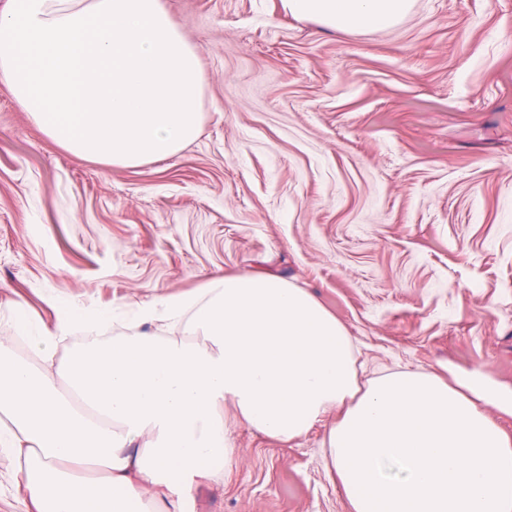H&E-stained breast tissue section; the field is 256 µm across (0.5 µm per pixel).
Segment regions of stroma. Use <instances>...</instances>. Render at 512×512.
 Instances as JSON below:
<instances>
[{
  "label": "stroma",
  "instance_id": "stroma-1",
  "mask_svg": "<svg viewBox=\"0 0 512 512\" xmlns=\"http://www.w3.org/2000/svg\"><path fill=\"white\" fill-rule=\"evenodd\" d=\"M197 46L201 130L110 167L48 140L0 84V339L10 302L115 311L213 274L303 285L360 382L445 363L512 387V0H413L329 31L281 0H163ZM324 430L230 421L236 463L191 512H350Z\"/></svg>",
  "mask_w": 512,
  "mask_h": 512
}]
</instances>
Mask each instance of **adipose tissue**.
Listing matches in <instances>:
<instances>
[{"label": "adipose tissue", "mask_w": 512, "mask_h": 512, "mask_svg": "<svg viewBox=\"0 0 512 512\" xmlns=\"http://www.w3.org/2000/svg\"><path fill=\"white\" fill-rule=\"evenodd\" d=\"M338 31L389 28L412 0H282ZM33 361L0 341V453L22 512H185L198 480L234 451L225 408L272 440L325 429L351 512H512V389L483 377L400 370L359 383L344 326L275 275L215 276L137 306L130 335L92 337L64 362L60 341L106 312L60 303L32 325L12 303ZM188 325L190 339L162 335Z\"/></svg>", "instance_id": "1"}]
</instances>
